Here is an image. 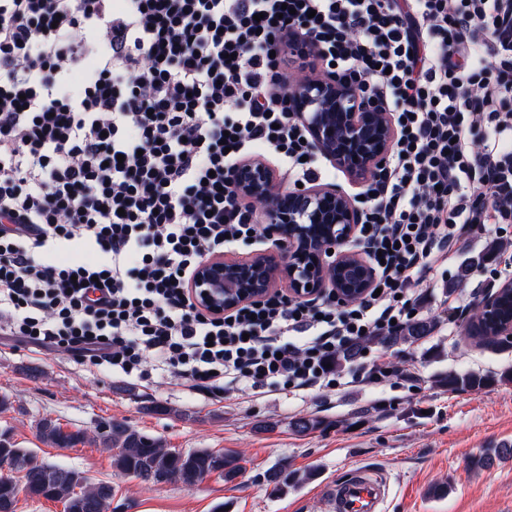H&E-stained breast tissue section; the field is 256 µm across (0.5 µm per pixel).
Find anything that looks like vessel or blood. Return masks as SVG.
I'll return each instance as SVG.
<instances>
[{
	"instance_id": "obj_1",
	"label": "vessel or blood",
	"mask_w": 512,
	"mask_h": 512,
	"mask_svg": "<svg viewBox=\"0 0 512 512\" xmlns=\"http://www.w3.org/2000/svg\"><path fill=\"white\" fill-rule=\"evenodd\" d=\"M390 481L383 472L353 466L326 487L330 512H386Z\"/></svg>"
}]
</instances>
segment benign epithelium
Listing matches in <instances>:
<instances>
[{
	"label": "benign epithelium",
	"mask_w": 512,
	"mask_h": 512,
	"mask_svg": "<svg viewBox=\"0 0 512 512\" xmlns=\"http://www.w3.org/2000/svg\"><path fill=\"white\" fill-rule=\"evenodd\" d=\"M358 86L357 80L313 72L287 86L291 112L304 124L312 150L355 185L369 180L397 137L384 103L361 97ZM232 184L275 244L245 258L226 252L204 259L189 285L200 309L221 316L268 298L282 285L299 300L330 292L342 304L369 290L375 272L360 252L342 248L360 224L353 196L338 185L279 188L274 169L255 158L238 163ZM506 291L512 295L511 279L488 289L471 320L486 322L493 336L509 343L512 316L498 314Z\"/></svg>",
	"instance_id": "benign-epithelium-1"
}]
</instances>
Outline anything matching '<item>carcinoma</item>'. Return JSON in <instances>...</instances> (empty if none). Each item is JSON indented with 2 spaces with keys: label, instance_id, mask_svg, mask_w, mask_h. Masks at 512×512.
Wrapping results in <instances>:
<instances>
[{
  "label": "carcinoma",
  "instance_id": "1",
  "mask_svg": "<svg viewBox=\"0 0 512 512\" xmlns=\"http://www.w3.org/2000/svg\"><path fill=\"white\" fill-rule=\"evenodd\" d=\"M431 329L430 322L419 319L381 337V341L390 346L415 343ZM445 383L455 390H474L484 386L486 379L476 374H450ZM36 432L41 441L55 448H75L87 440L86 432L66 431L48 418L38 422ZM101 435L104 447L118 449L114 459L116 467L143 480H174L194 486L213 473L231 481L244 470L240 457L236 455L214 453L208 449L172 450L160 440L120 422L108 423ZM0 467L23 473L24 488L30 496L58 500L64 504V512H107L112 499V486L109 484H91L78 471L39 463L5 433H0ZM17 495V483L9 477H0V512H15Z\"/></svg>",
  "mask_w": 512,
  "mask_h": 512
}]
</instances>
